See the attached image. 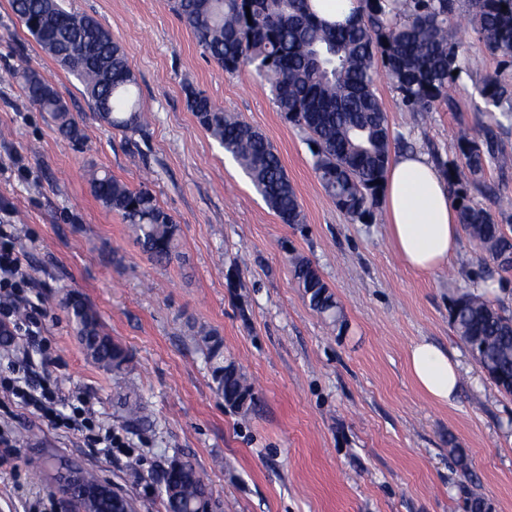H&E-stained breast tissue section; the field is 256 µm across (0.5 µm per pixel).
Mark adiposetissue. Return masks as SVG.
Here are the masks:
<instances>
[{
  "label": "adipose tissue",
  "instance_id": "ef3b65f1",
  "mask_svg": "<svg viewBox=\"0 0 512 512\" xmlns=\"http://www.w3.org/2000/svg\"><path fill=\"white\" fill-rule=\"evenodd\" d=\"M389 234L404 264L429 274L459 249L460 224L448 186L425 154L408 151L389 164L382 199ZM409 369L417 386L448 404L459 386L456 364L436 345L420 341L409 350Z\"/></svg>",
  "mask_w": 512,
  "mask_h": 512
}]
</instances>
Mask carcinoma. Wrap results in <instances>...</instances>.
<instances>
[{
	"label": "carcinoma",
	"mask_w": 512,
	"mask_h": 512,
	"mask_svg": "<svg viewBox=\"0 0 512 512\" xmlns=\"http://www.w3.org/2000/svg\"><path fill=\"white\" fill-rule=\"evenodd\" d=\"M198 46L224 71L252 70L268 85L276 111L307 135L315 173L336 208L351 220L373 224L392 136L386 110L374 87L378 66L385 68L401 104L410 112H430L453 103V91L466 71L459 59L452 17L464 12L477 39L493 55L512 57V0H360L361 9L344 23L319 17L311 0H171ZM29 34L83 85L99 117L109 126L135 133L145 117L135 98L136 77L125 50L97 20L65 10L59 0H11ZM458 74H453V71ZM477 111L493 124L477 137L459 124L455 152L437 158L466 235L497 266L512 249V237L472 190L492 193L487 171L512 167V155L497 131L512 128V84L488 75L474 86ZM26 97L52 115L64 138L80 142L83 129L50 81L25 76ZM187 107L198 123L230 154L254 189L283 224H303L305 215L282 160L269 138L227 113L204 92L185 88ZM91 192L108 211L128 224L136 243L151 259L167 264L176 254L178 225L146 186L132 188L108 173L89 172ZM291 272L310 308L335 322L340 309L321 273L309 260L292 259ZM452 324L490 380L512 394V316L485 294L465 292L454 299ZM66 308L86 356L122 371L130 358L103 332L94 308L82 295L66 294ZM202 341L211 378L224 404L247 412L255 393L246 373L224 355L223 339L211 332ZM127 420L149 422L138 399L124 401ZM166 512H202L212 493L189 462L166 471Z\"/></svg>",
	"instance_id": "1"
}]
</instances>
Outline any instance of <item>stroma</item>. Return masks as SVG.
Returning <instances> with one entry per match:
<instances>
[{
	"label": "stroma",
	"mask_w": 512,
	"mask_h": 512,
	"mask_svg": "<svg viewBox=\"0 0 512 512\" xmlns=\"http://www.w3.org/2000/svg\"><path fill=\"white\" fill-rule=\"evenodd\" d=\"M120 42L148 117L138 133L102 123L82 85L62 69L0 0V224L14 227L31 299L41 308L40 349L27 343L38 376L82 392L130 448L105 457L79 435L55 431L0 397V512H71L56 476L64 465L96 471L135 498L139 512H165L161 480L172 459L191 461L224 512H464L476 493L512 512V395L498 390L456 335L449 307L483 280L512 313V272L469 238L447 265L408 269L386 221L360 224L336 209L312 167L306 135L286 123L250 70L229 74L207 55L167 0H63ZM469 69L453 106L421 117L405 111L386 75L375 91L386 109L393 153L448 158L454 130L487 124L474 84L512 66L460 34ZM33 70L51 81L84 128L63 139L21 84ZM203 91L262 130L278 151L306 216L281 223L238 164L198 124L185 88ZM148 185L179 226L178 255L155 263L120 215L92 196L85 172ZM310 260L334 293L345 328L313 311L290 260ZM76 291L131 355L125 376L92 363L61 300ZM224 340L225 356L254 383L249 413L225 406L198 330ZM427 340L460 365L449 404L424 395L408 352ZM152 415L133 428L121 397ZM27 442H19V433ZM462 449L468 471L455 463ZM138 459L137 470L127 466Z\"/></svg>",
	"instance_id": "35a3bbf8"
}]
</instances>
